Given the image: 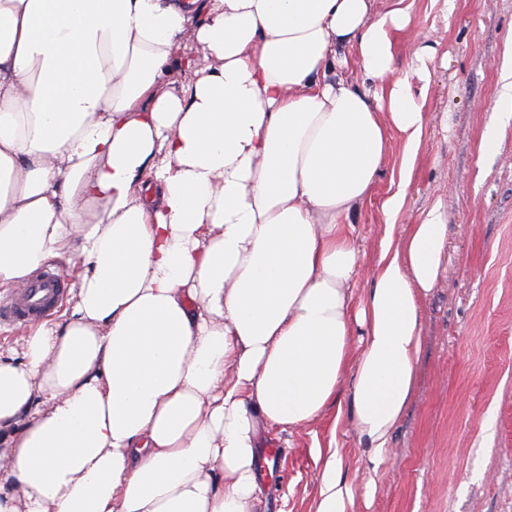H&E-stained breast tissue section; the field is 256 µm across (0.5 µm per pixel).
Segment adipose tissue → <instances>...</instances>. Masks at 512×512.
Here are the masks:
<instances>
[{"label":"adipose tissue","mask_w":512,"mask_h":512,"mask_svg":"<svg viewBox=\"0 0 512 512\" xmlns=\"http://www.w3.org/2000/svg\"><path fill=\"white\" fill-rule=\"evenodd\" d=\"M372 2L0 0V287L75 268L68 307L0 350V512H259L261 431L312 423L347 375L382 457L448 226L437 206L396 224L427 122L410 79L438 48L397 73L413 5ZM394 131L363 270L348 229ZM321 458L314 512H349L341 457Z\"/></svg>","instance_id":"ef3b65f1"}]
</instances>
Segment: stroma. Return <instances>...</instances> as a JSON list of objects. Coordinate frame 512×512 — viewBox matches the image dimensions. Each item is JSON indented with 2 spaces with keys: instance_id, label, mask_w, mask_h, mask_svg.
<instances>
[{
  "instance_id": "1",
  "label": "stroma",
  "mask_w": 512,
  "mask_h": 512,
  "mask_svg": "<svg viewBox=\"0 0 512 512\" xmlns=\"http://www.w3.org/2000/svg\"><path fill=\"white\" fill-rule=\"evenodd\" d=\"M512 39V0H455L442 17L415 0L395 38V67L413 44L434 43L425 89L427 125L400 221L440 206L448 247L420 306L422 345L411 398L381 460H371L352 422L351 377L336 404L308 427L261 432L263 512H312L320 467L314 445L336 446L342 477L357 488L351 512H512V113L498 111L500 69ZM496 131L493 152L482 149ZM403 139L392 134L371 197L351 218L363 266L379 255L381 204L397 175Z\"/></svg>"
}]
</instances>
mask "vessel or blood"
Here are the masks:
<instances>
[{"label":"vessel or blood","instance_id":"b4317fda","mask_svg":"<svg viewBox=\"0 0 512 512\" xmlns=\"http://www.w3.org/2000/svg\"><path fill=\"white\" fill-rule=\"evenodd\" d=\"M66 289L53 267L37 269L28 288L0 299V323L26 326L40 321L62 303Z\"/></svg>","mask_w":512,"mask_h":512}]
</instances>
